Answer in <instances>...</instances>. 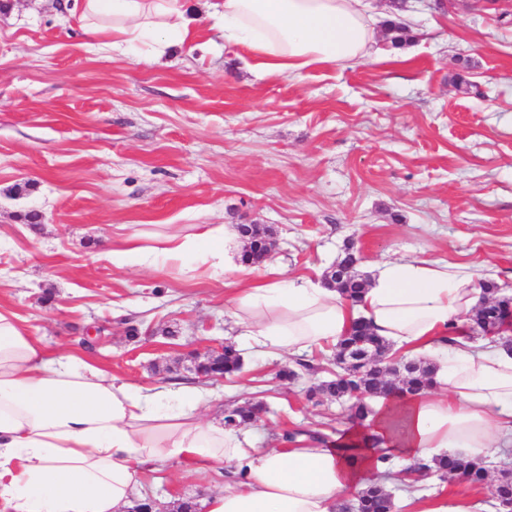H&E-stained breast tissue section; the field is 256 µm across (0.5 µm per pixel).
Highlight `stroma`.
I'll return each mask as SVG.
<instances>
[{"mask_svg": "<svg viewBox=\"0 0 512 512\" xmlns=\"http://www.w3.org/2000/svg\"><path fill=\"white\" fill-rule=\"evenodd\" d=\"M62 0L0 10V310L47 352L76 349L139 385L201 384L191 353L238 344L231 298L240 272L190 263L114 267L108 244L175 226L267 224L271 263L323 273L352 244L356 269L402 256L459 266L512 297V0H410V42L387 37L377 0L374 59L303 77L250 68L246 48L205 29L192 52L137 64L100 49ZM176 330V338L165 335ZM237 376L208 384L204 420L261 402L246 445L284 431L335 433L344 404L306 389L336 370L329 350L281 384L293 356L241 350ZM224 479L174 461L145 473L157 512L203 502ZM402 512L452 499L493 512L488 490L422 477Z\"/></svg>", "mask_w": 512, "mask_h": 512, "instance_id": "1", "label": "stroma"}]
</instances>
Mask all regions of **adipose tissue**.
Returning <instances> with one entry per match:
<instances>
[{
  "mask_svg": "<svg viewBox=\"0 0 512 512\" xmlns=\"http://www.w3.org/2000/svg\"><path fill=\"white\" fill-rule=\"evenodd\" d=\"M72 0L68 12L107 47L129 53L146 37L193 47L209 17L226 44L248 49L267 75L302 77L371 56L372 0ZM132 233L113 243L112 263L194 260L235 267L233 225L156 234L145 248ZM482 289L473 274L419 258L376 262L359 302L322 279H284L273 267L238 289L233 316L254 353L300 354L337 344L361 321L395 348L436 357L435 387L379 401L370 428L347 427L333 441L244 448L240 432L204 421L209 394L198 385L122 382L80 352L46 354L13 312L0 311V512H124L139 477L177 461L191 473L225 466L208 512H336L350 490L392 463L494 455L512 440V352L450 338L468 329Z\"/></svg>",
  "mask_w": 512,
  "mask_h": 512,
  "instance_id": "1",
  "label": "adipose tissue"
}]
</instances>
